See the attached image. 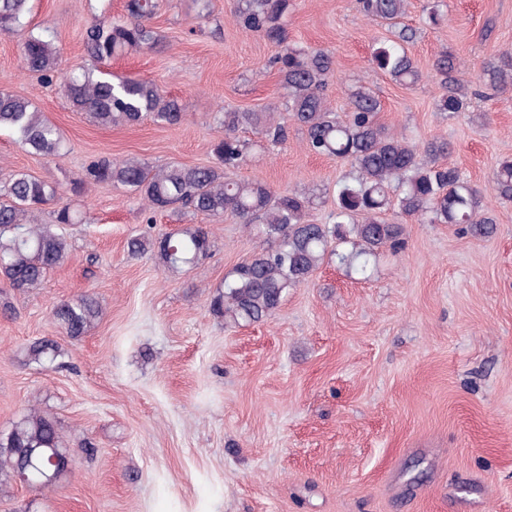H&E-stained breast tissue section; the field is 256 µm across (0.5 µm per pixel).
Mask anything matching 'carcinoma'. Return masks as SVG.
I'll list each match as a JSON object with an SVG mask.
<instances>
[{"mask_svg": "<svg viewBox=\"0 0 512 512\" xmlns=\"http://www.w3.org/2000/svg\"><path fill=\"white\" fill-rule=\"evenodd\" d=\"M31 0H0V31H15L27 24ZM369 20L388 22L391 37L373 50L377 67L405 87L420 81V73L406 44L415 33L399 25L406 0H358ZM157 0H127L126 15L102 17L84 32L85 53L102 63L129 51L151 47L156 33L151 26ZM294 0H240L234 18L245 32L256 33L281 46L273 63L280 75L289 117L303 130L305 150L313 155L341 158L351 172L336 184V210L330 224L308 220L315 197L276 192L259 180L232 179L227 171L246 162L251 144L238 135L243 125L261 133L273 145L287 138V128L274 121L272 112L226 111L217 118L224 136L212 145L215 163L206 166L170 164L154 166L137 158L100 157L62 184L39 179L22 170L0 171V277L10 287L28 291L41 285L47 274L68 259L70 244L61 226L77 224L83 216L60 204L66 192L81 196L91 184L121 186L137 194L151 213L204 214L218 220L226 213L263 241L252 257L237 265L211 300L214 315L224 324L263 322L280 307L288 289L309 282L329 255L359 275L366 273L379 250L403 244V225L388 224L381 215L394 210L428 224H465L475 236L489 238L497 227L481 208L482 189L461 177L458 170L439 162L447 143H416L402 133L386 130L378 122L380 103L358 89L348 109L333 110L326 91L334 76L333 56L321 49L288 45L285 26ZM59 48L46 32L29 31L23 43V68L48 83L59 73ZM442 94L436 111L454 119L464 112L471 81L454 56L443 53L435 64ZM479 79L496 89L512 87V54L505 52L487 62ZM71 107L103 126L135 125L147 119L175 126L183 119L179 102L148 81L114 77L81 68L64 77ZM12 131L32 153L57 157L65 150L60 130L30 100L0 89V129ZM491 189L512 201V159L498 163ZM48 224H32L31 213L47 205ZM211 232L200 225L183 227L160 240L135 236L128 240L132 255L153 253L169 271L190 268L211 250ZM97 302L82 297L62 302L53 311L66 335H84L98 317ZM28 360L53 364L63 352L53 340H37L26 350ZM56 421L33 409L0 435V472L15 475L33 462L49 465L57 458L55 481L45 483L28 469L31 487L50 489L70 470Z\"/></svg>", "mask_w": 512, "mask_h": 512, "instance_id": "1", "label": "carcinoma"}]
</instances>
